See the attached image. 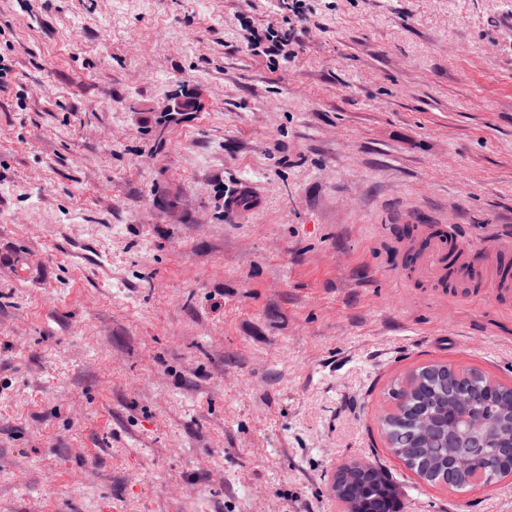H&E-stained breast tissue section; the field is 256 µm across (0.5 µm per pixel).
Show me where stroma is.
I'll return each instance as SVG.
<instances>
[{
    "label": "stroma",
    "mask_w": 512,
    "mask_h": 512,
    "mask_svg": "<svg viewBox=\"0 0 512 512\" xmlns=\"http://www.w3.org/2000/svg\"><path fill=\"white\" fill-rule=\"evenodd\" d=\"M299 4L0 0V512H342L355 462L402 512H512L378 424L423 364L512 385V308L388 231L512 238V0Z\"/></svg>",
    "instance_id": "stroma-1"
}]
</instances>
